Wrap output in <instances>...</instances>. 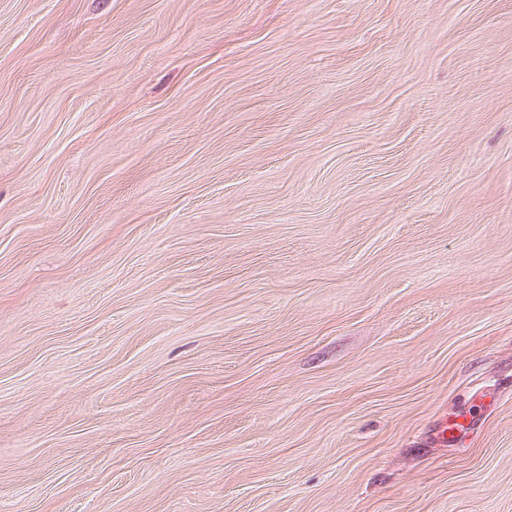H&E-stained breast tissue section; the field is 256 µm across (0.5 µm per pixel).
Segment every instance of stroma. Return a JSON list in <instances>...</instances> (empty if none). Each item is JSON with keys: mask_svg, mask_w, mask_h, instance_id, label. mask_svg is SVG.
I'll return each mask as SVG.
<instances>
[{"mask_svg": "<svg viewBox=\"0 0 512 512\" xmlns=\"http://www.w3.org/2000/svg\"><path fill=\"white\" fill-rule=\"evenodd\" d=\"M0 512H512V0H0Z\"/></svg>", "mask_w": 512, "mask_h": 512, "instance_id": "35a3bbf8", "label": "stroma"}]
</instances>
